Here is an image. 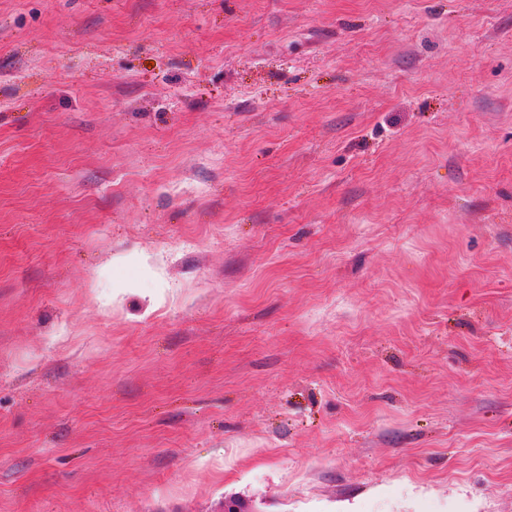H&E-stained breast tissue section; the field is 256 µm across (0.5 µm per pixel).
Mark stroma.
I'll use <instances>...</instances> for the list:
<instances>
[{
  "mask_svg": "<svg viewBox=\"0 0 512 512\" xmlns=\"http://www.w3.org/2000/svg\"><path fill=\"white\" fill-rule=\"evenodd\" d=\"M512 512V0H0V512Z\"/></svg>",
  "mask_w": 512,
  "mask_h": 512,
  "instance_id": "stroma-1",
  "label": "stroma"
}]
</instances>
